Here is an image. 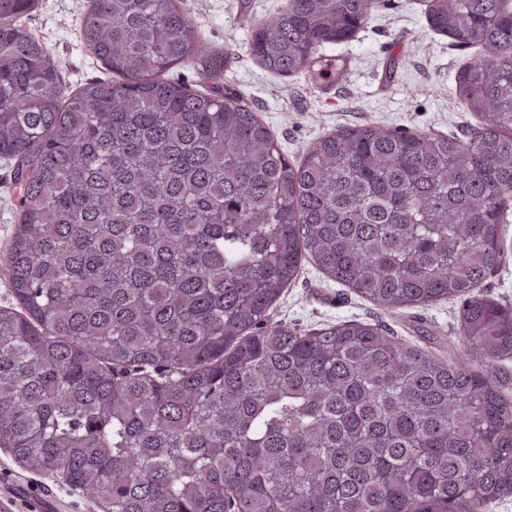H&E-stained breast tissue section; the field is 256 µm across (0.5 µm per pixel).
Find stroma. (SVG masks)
<instances>
[{
  "mask_svg": "<svg viewBox=\"0 0 512 512\" xmlns=\"http://www.w3.org/2000/svg\"><path fill=\"white\" fill-rule=\"evenodd\" d=\"M89 0H38L21 20L62 63V83L74 90L105 78L84 45L80 19ZM285 0H180L199 41L231 54L224 72L225 92L244 99L274 133L289 158L303 155L314 140L344 126L375 124L403 131L463 136L479 120L457 92L463 70L483 56L482 46L460 47L429 26L423 0H378L368 23L353 38L318 48V56L346 61L344 77L326 88L314 71L283 77L265 70L250 52L255 21L279 13ZM15 161L0 157V307L13 303L8 255L23 187ZM500 267L481 285L483 295L512 308V220L504 226ZM270 318L309 332L343 321L386 326L395 336L452 360L460 326L457 301L384 311L303 262ZM96 512L94 504L62 481L24 469L0 448V512Z\"/></svg>",
  "mask_w": 512,
  "mask_h": 512,
  "instance_id": "stroma-1",
  "label": "stroma"
}]
</instances>
